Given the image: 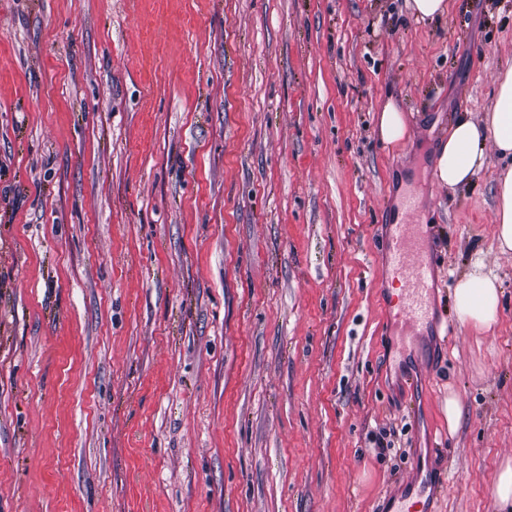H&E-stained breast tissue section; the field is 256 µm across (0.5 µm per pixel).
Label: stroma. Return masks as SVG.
<instances>
[{
	"mask_svg": "<svg viewBox=\"0 0 512 512\" xmlns=\"http://www.w3.org/2000/svg\"><path fill=\"white\" fill-rule=\"evenodd\" d=\"M511 68L512 0H0V512H389L420 463L433 512H503L507 162L431 170ZM410 191L435 319L404 362L384 255ZM476 261L487 332L456 312ZM409 8L423 19H435L448 10L447 0H408ZM381 140L387 145H399L408 137V121L404 110L388 99L379 111ZM495 210L498 249L502 253L512 252V167L498 181ZM456 310L463 323L479 332L488 331L497 323L500 291L495 276L486 273L480 264H474L454 288Z\"/></svg>",
	"mask_w": 512,
	"mask_h": 512,
	"instance_id": "obj_1",
	"label": "stroma"
}]
</instances>
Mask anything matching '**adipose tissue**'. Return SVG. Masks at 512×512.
I'll use <instances>...</instances> for the list:
<instances>
[{
	"instance_id": "ef3b65f1",
	"label": "adipose tissue",
	"mask_w": 512,
	"mask_h": 512,
	"mask_svg": "<svg viewBox=\"0 0 512 512\" xmlns=\"http://www.w3.org/2000/svg\"><path fill=\"white\" fill-rule=\"evenodd\" d=\"M493 140L499 153L512 156V69L498 79L493 108L485 122L460 116L452 124L435 158L434 177L456 189L469 185L473 174L485 164L482 146ZM495 240L500 252H512V168L501 176L496 190ZM459 319L478 331L496 324L500 291L495 276L483 266L473 265L454 289Z\"/></svg>"
}]
</instances>
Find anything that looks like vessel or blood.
I'll list each match as a JSON object with an SVG mask.
<instances>
[{
	"label": "vessel or blood",
	"instance_id": "1",
	"mask_svg": "<svg viewBox=\"0 0 512 512\" xmlns=\"http://www.w3.org/2000/svg\"><path fill=\"white\" fill-rule=\"evenodd\" d=\"M402 222L396 225L394 243L387 250L390 275L397 281L402 297L395 319L407 328H419L434 320L435 282L432 262L425 244L422 210L414 194H406L400 202Z\"/></svg>",
	"mask_w": 512,
	"mask_h": 512
}]
</instances>
